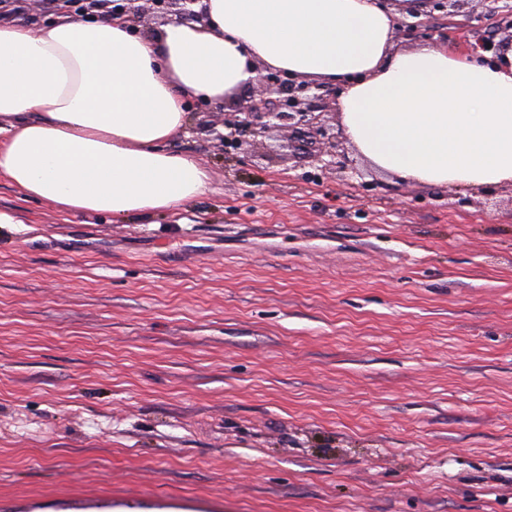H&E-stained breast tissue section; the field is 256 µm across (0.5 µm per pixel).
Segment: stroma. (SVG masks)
Returning a JSON list of instances; mask_svg holds the SVG:
<instances>
[{
  "instance_id": "obj_1",
  "label": "stroma",
  "mask_w": 512,
  "mask_h": 512,
  "mask_svg": "<svg viewBox=\"0 0 512 512\" xmlns=\"http://www.w3.org/2000/svg\"><path fill=\"white\" fill-rule=\"evenodd\" d=\"M427 4L398 48L500 32ZM171 144L176 209L65 215L0 181V512H512V185Z\"/></svg>"
}]
</instances>
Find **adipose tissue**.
I'll list each match as a JSON object with an SVG mask.
<instances>
[{
    "instance_id": "adipose-tissue-1",
    "label": "adipose tissue",
    "mask_w": 512,
    "mask_h": 512,
    "mask_svg": "<svg viewBox=\"0 0 512 512\" xmlns=\"http://www.w3.org/2000/svg\"><path fill=\"white\" fill-rule=\"evenodd\" d=\"M158 36L119 19L0 20V178L73 215L123 217L202 194L173 152L185 103L253 86L263 65L335 85L350 142L382 171L451 188L512 183V48H396L378 0H203Z\"/></svg>"
}]
</instances>
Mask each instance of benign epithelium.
<instances>
[{"label": "benign epithelium", "mask_w": 512, "mask_h": 512, "mask_svg": "<svg viewBox=\"0 0 512 512\" xmlns=\"http://www.w3.org/2000/svg\"><path fill=\"white\" fill-rule=\"evenodd\" d=\"M160 15L204 22L205 7L194 10L201 0H146ZM327 94L305 82H285L274 72H259L255 93L241 112L224 113V133L217 134L224 152H241L274 129L288 132L298 155L320 163V170H344L361 177L363 173L349 158L346 137L325 119Z\"/></svg>", "instance_id": "1"}]
</instances>
